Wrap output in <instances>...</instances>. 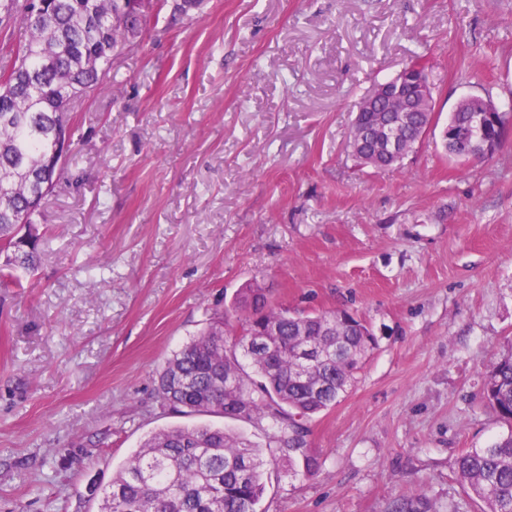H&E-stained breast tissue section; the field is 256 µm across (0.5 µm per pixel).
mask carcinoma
Here are the masks:
<instances>
[{
  "instance_id": "cac0c4a2",
  "label": "carcinoma",
  "mask_w": 512,
  "mask_h": 512,
  "mask_svg": "<svg viewBox=\"0 0 512 512\" xmlns=\"http://www.w3.org/2000/svg\"><path fill=\"white\" fill-rule=\"evenodd\" d=\"M0 0V28H15L20 42L0 71V255L3 268L30 270L39 260L38 238L18 237L19 221L33 201H44L62 170L44 159L56 148V131L72 121L76 99L107 88L121 51L131 42L125 0ZM471 113L453 112L443 136L458 160L473 137ZM434 119L406 115L413 141ZM349 145L362 161L372 151L382 169L400 159L379 147L366 116H356ZM376 345L368 324L347 311L300 314L271 304L252 283L230 309L167 359L156 380L160 407L181 415L218 414L243 423L269 420L271 454L291 474L320 468L310 448V420L344 399ZM482 398L512 426V349L486 372ZM261 449L241 433L199 424L149 434L117 471L98 512H257L265 490ZM455 472L468 497L485 512H512V430L482 448H465ZM392 512H431L428 501L402 500Z\"/></svg>"
}]
</instances>
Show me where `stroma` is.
Returning <instances> with one entry per match:
<instances>
[{
	"mask_svg": "<svg viewBox=\"0 0 512 512\" xmlns=\"http://www.w3.org/2000/svg\"><path fill=\"white\" fill-rule=\"evenodd\" d=\"M416 56L431 129L359 165L362 99ZM467 96L505 133L462 161L442 133ZM73 129L40 262L0 288V512H96L148 434L188 424L154 379L250 282L376 337L311 423L318 471L268 467L259 512H481L454 463L512 430L481 399L512 345V0H205L175 24L162 2Z\"/></svg>",
	"mask_w": 512,
	"mask_h": 512,
	"instance_id": "obj_1",
	"label": "stroma"
}]
</instances>
